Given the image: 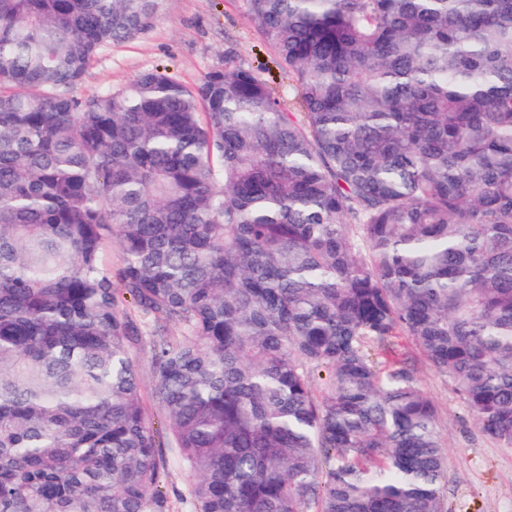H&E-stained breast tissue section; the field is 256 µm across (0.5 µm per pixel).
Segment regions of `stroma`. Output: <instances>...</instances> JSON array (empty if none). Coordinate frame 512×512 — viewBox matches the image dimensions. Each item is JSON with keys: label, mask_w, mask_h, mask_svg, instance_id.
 Returning <instances> with one entry per match:
<instances>
[{"label": "stroma", "mask_w": 512, "mask_h": 512, "mask_svg": "<svg viewBox=\"0 0 512 512\" xmlns=\"http://www.w3.org/2000/svg\"><path fill=\"white\" fill-rule=\"evenodd\" d=\"M229 49L241 62L261 67L282 108L295 111L296 88L265 47L242 0H166L161 18L147 33L98 52L75 92L89 97L117 91L156 68L192 85L222 67ZM395 343L414 360L419 386L437 409L439 439L447 459L445 495L452 512H512V448L503 447L472 423L447 377L416 350L409 337L396 336ZM159 455L166 462L165 491L173 512H194L188 494L191 478L176 449L162 447Z\"/></svg>", "instance_id": "obj_1"}]
</instances>
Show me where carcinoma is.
Here are the masks:
<instances>
[{"label":"carcinoma","mask_w":512,"mask_h":512,"mask_svg":"<svg viewBox=\"0 0 512 512\" xmlns=\"http://www.w3.org/2000/svg\"><path fill=\"white\" fill-rule=\"evenodd\" d=\"M242 2L301 111L79 98L165 0H0V512H171L140 347L195 512H446L399 334L512 447V0Z\"/></svg>","instance_id":"cac0c4a2"}]
</instances>
